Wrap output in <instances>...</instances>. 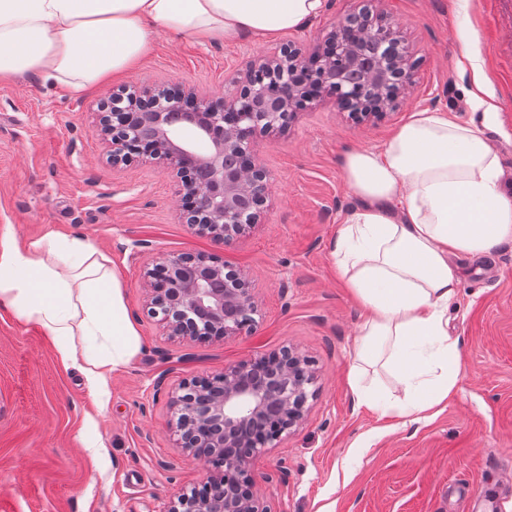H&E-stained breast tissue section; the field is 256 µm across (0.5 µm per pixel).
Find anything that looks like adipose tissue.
I'll list each match as a JSON object with an SVG mask.
<instances>
[{"label":"adipose tissue","mask_w":512,"mask_h":512,"mask_svg":"<svg viewBox=\"0 0 512 512\" xmlns=\"http://www.w3.org/2000/svg\"><path fill=\"white\" fill-rule=\"evenodd\" d=\"M326 0H0V82L38 76L83 92L119 79L160 33L266 42L318 19ZM359 204L340 224L336 272L365 312L354 353L383 361L400 389L359 392L380 416L418 421L444 405L460 373L448 307L458 258L512 241V184L482 131L441 109L410 113L382 149L348 151ZM0 307L39 325L63 363L105 386L139 349L112 261L87 240L0 237ZM112 350L100 352L101 340Z\"/></svg>","instance_id":"adipose-tissue-1"}]
</instances>
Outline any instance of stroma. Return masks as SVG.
<instances>
[{"label":"stroma","mask_w":512,"mask_h":512,"mask_svg":"<svg viewBox=\"0 0 512 512\" xmlns=\"http://www.w3.org/2000/svg\"><path fill=\"white\" fill-rule=\"evenodd\" d=\"M356 0H326L322 16L287 32L307 48ZM418 66L400 107L363 126L323 104L258 140L270 173V209L243 236L219 243L179 219L177 182L161 168L112 167L96 133L97 105L119 86L185 83L220 98L228 81L278 42L240 37L199 43L160 35L122 82L75 95L30 77L0 82V233L26 244L54 231L112 259L140 340L137 354L100 392L64 367L43 329L0 309V505L6 512H165L205 480L201 461L176 448L169 389L182 380L284 345L318 370L305 423L256 458L251 475L273 512H512V242L488 259H460L448 308L461 373L433 417L401 424L359 404L357 386L382 392L393 377L365 366L351 383L364 321L336 274V230L358 199L343 180L345 151L377 149L412 112L439 108L484 125L512 177V0H381ZM479 39L483 79L498 112L485 125L469 103L475 75L460 62L457 30ZM206 253L250 283L259 312L249 334L185 343L147 313L149 258Z\"/></svg>","instance_id":"1"}]
</instances>
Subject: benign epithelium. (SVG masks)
<instances>
[{"label":"benign epithelium","mask_w":512,"mask_h":512,"mask_svg":"<svg viewBox=\"0 0 512 512\" xmlns=\"http://www.w3.org/2000/svg\"><path fill=\"white\" fill-rule=\"evenodd\" d=\"M413 64L390 19L364 5L333 22L306 52L293 43L254 60L214 100L182 84L112 93L98 105L96 131L119 167L135 159L163 167L178 183L182 222L226 243L259 223L269 206L259 136L288 128L330 101L364 125L396 107ZM195 129L198 142L182 138ZM148 312L163 334L186 342L226 340L255 325L258 301L239 272L215 257L173 253L143 267ZM314 361L288 346L186 379L168 393L176 447L210 474L166 512H272L249 474L256 457L304 423L316 396Z\"/></svg>","instance_id":"7a95c632"}]
</instances>
